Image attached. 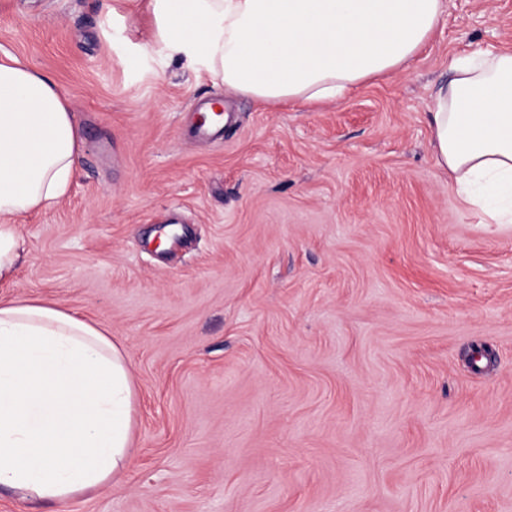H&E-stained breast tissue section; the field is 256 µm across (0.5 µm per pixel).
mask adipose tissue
I'll return each mask as SVG.
<instances>
[{
  "label": "adipose tissue",
  "instance_id": "1",
  "mask_svg": "<svg viewBox=\"0 0 512 512\" xmlns=\"http://www.w3.org/2000/svg\"><path fill=\"white\" fill-rule=\"evenodd\" d=\"M157 35L260 104L325 103L398 71L443 0H151ZM431 114L440 168L488 223L512 224V52L454 59ZM79 134L56 83L0 61V280L19 259L13 218L63 200ZM132 381L107 331L56 305L0 304V489L62 501L131 456Z\"/></svg>",
  "mask_w": 512,
  "mask_h": 512
}]
</instances>
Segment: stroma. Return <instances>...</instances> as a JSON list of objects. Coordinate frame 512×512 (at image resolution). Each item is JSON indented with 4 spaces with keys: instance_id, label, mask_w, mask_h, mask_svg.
I'll list each match as a JSON object with an SVG mask.
<instances>
[{
    "instance_id": "stroma-1",
    "label": "stroma",
    "mask_w": 512,
    "mask_h": 512,
    "mask_svg": "<svg viewBox=\"0 0 512 512\" xmlns=\"http://www.w3.org/2000/svg\"><path fill=\"white\" fill-rule=\"evenodd\" d=\"M504 49L512 0H444L401 70L263 107L159 44L150 0H0V60L81 138L0 302L105 328L133 382L119 479L0 512H512V224L430 142L452 60ZM208 99L223 138L185 139Z\"/></svg>"
}]
</instances>
